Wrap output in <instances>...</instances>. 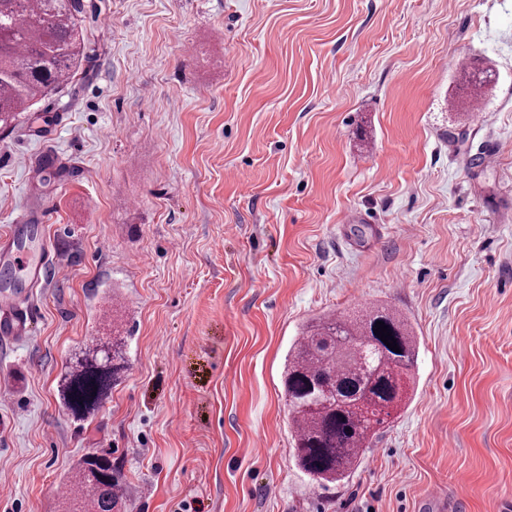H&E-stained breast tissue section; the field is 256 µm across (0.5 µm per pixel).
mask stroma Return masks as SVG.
Returning <instances> with one entry per match:
<instances>
[{
    "label": "stroma",
    "mask_w": 512,
    "mask_h": 512,
    "mask_svg": "<svg viewBox=\"0 0 512 512\" xmlns=\"http://www.w3.org/2000/svg\"><path fill=\"white\" fill-rule=\"evenodd\" d=\"M84 3L87 59L0 133V234L64 263L0 337V512H62L107 453L122 512H512V0ZM459 55L497 74L480 126ZM374 304L416 329L414 390L315 489L285 356ZM114 335L76 420L58 380ZM124 340L91 341L61 376L59 397L74 418H89L107 398L124 369Z\"/></svg>",
    "instance_id": "35a3bbf8"
}]
</instances>
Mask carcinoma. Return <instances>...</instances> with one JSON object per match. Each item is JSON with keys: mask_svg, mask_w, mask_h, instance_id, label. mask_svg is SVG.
<instances>
[{"mask_svg": "<svg viewBox=\"0 0 512 512\" xmlns=\"http://www.w3.org/2000/svg\"><path fill=\"white\" fill-rule=\"evenodd\" d=\"M83 0H0V131L69 80L86 55L78 20ZM475 91L490 71L466 65ZM388 326L400 352L387 348L376 322ZM124 341H91L61 376L59 397L79 420L94 414L124 369ZM419 339L401 313L372 306L327 314L306 325L288 351L282 385L298 468L320 489L357 470L372 437L406 405ZM78 492L64 497L71 512H116L118 476L112 459L85 457L75 475Z\"/></svg>", "mask_w": 512, "mask_h": 512, "instance_id": "carcinoma-1", "label": "carcinoma"}]
</instances>
